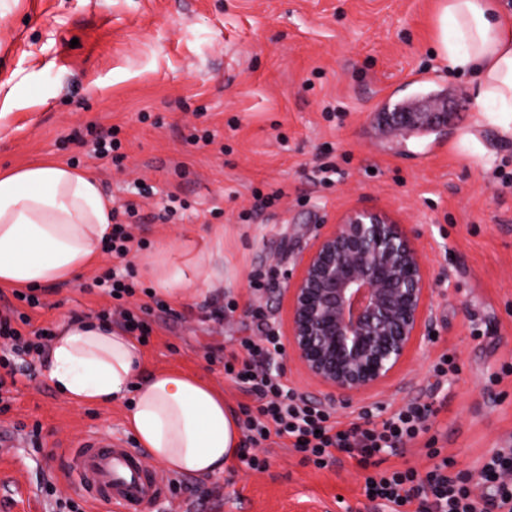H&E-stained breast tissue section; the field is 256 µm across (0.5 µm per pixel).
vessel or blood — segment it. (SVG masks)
<instances>
[{
  "instance_id": "b4317fda",
  "label": "vessel or blood",
  "mask_w": 512,
  "mask_h": 512,
  "mask_svg": "<svg viewBox=\"0 0 512 512\" xmlns=\"http://www.w3.org/2000/svg\"><path fill=\"white\" fill-rule=\"evenodd\" d=\"M68 472L81 495L111 503L115 512H150L165 494L143 454L120 441L86 439L70 455Z\"/></svg>"
}]
</instances>
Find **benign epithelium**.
I'll list each match as a JSON object with an SVG mask.
<instances>
[{
    "mask_svg": "<svg viewBox=\"0 0 512 512\" xmlns=\"http://www.w3.org/2000/svg\"><path fill=\"white\" fill-rule=\"evenodd\" d=\"M391 119L401 130L435 124L419 112ZM284 291L288 358L331 403L385 384L428 335L429 269L415 237L375 208L354 207L316 235Z\"/></svg>",
    "mask_w": 512,
    "mask_h": 512,
    "instance_id": "benign-epithelium-1",
    "label": "benign epithelium"
}]
</instances>
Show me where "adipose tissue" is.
I'll return each instance as SVG.
<instances>
[{
  "instance_id": "ef3b65f1",
  "label": "adipose tissue",
  "mask_w": 512,
  "mask_h": 512,
  "mask_svg": "<svg viewBox=\"0 0 512 512\" xmlns=\"http://www.w3.org/2000/svg\"><path fill=\"white\" fill-rule=\"evenodd\" d=\"M436 45L452 73H472L480 112L512 135V12L500 0H441ZM112 231V202L96 174L58 162L0 172V288L62 283L97 266ZM162 246L144 264L158 291L187 298V276L209 282L210 255L187 250L183 265ZM137 340L95 319H64L47 376L77 405L126 404L127 430L171 475L214 476L237 459L242 432L223 394L177 370L142 376Z\"/></svg>"
}]
</instances>
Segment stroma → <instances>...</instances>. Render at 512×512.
I'll use <instances>...</instances> for the list:
<instances>
[{
  "label": "stroma",
  "mask_w": 512,
  "mask_h": 512,
  "mask_svg": "<svg viewBox=\"0 0 512 512\" xmlns=\"http://www.w3.org/2000/svg\"><path fill=\"white\" fill-rule=\"evenodd\" d=\"M440 0H11L0 17V81L10 80L9 135L0 168L58 160L96 173L112 201L136 178L161 197L189 204L184 216L136 229L152 252L191 242L211 254L210 282H192L188 303L152 311L145 371L178 369L223 391L232 409L245 397L224 374V358L265 318L284 329L286 273L311 239L355 206L385 211L414 234L430 267V338L415 346L370 401L399 407L433 399L430 434L458 468L469 469L512 437V137L489 123L472 79L442 67L434 51ZM429 88L454 95L446 124L385 138L377 117L386 96ZM119 126L124 170L87 157L74 140L88 125ZM214 144L188 142L193 129ZM331 154L335 182L318 181ZM288 196L257 206L255 193ZM221 215H211L213 207ZM272 270L252 291L250 277ZM83 273L41 292L35 325L97 315L109 297L89 294ZM234 313H225L227 302ZM481 338H474V331ZM457 373L431 395L442 352ZM19 374L0 421L40 428L0 453V512H52L43 487L83 503L67 475L68 454L86 436L128 439L121 405L67 402L46 376V360ZM268 466L235 462L213 477L166 475L152 512H367L365 473L341 456L330 468L303 465L284 442Z\"/></svg>",
  "instance_id": "1"
}]
</instances>
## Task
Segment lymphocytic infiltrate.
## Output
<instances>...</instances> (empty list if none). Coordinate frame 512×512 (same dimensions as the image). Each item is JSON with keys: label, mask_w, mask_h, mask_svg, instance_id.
I'll list each match as a JSON object with an SVG mask.
<instances>
[{"label": "lymphocytic infiltrate", "mask_w": 512, "mask_h": 512, "mask_svg": "<svg viewBox=\"0 0 512 512\" xmlns=\"http://www.w3.org/2000/svg\"><path fill=\"white\" fill-rule=\"evenodd\" d=\"M129 200L113 209L112 232L103 243L104 252L126 259L133 249V229L144 223L140 198L147 194L140 181L130 183ZM94 288L113 300L102 309L101 319L115 323L124 332L147 338L151 328L145 319L164 302L156 293L146 301L128 306L136 294L134 274L126 268H112L97 275ZM35 289H28L21 305L0 308V344L9 345L10 356L0 357V413L11 408L16 386L14 360L26 355H42L50 339L42 329L31 326L30 310L41 307ZM278 330L266 327L259 336L240 340V350L224 361V373L247 396L241 405L243 433L240 457L254 469L265 467L257 454L271 438L288 440L303 464L323 469L347 454L365 469L366 484L374 492L369 500L377 512H512V445L495 449L483 461L478 473L458 471L434 442H427L425 469L414 466L386 467L387 456L415 443L431 429L437 410L432 403L412 400L382 416L380 407H364L349 423L337 420L334 410L314 402L284 383L273 365L284 354Z\"/></svg>", "instance_id": "f902f5d3"}]
</instances>
